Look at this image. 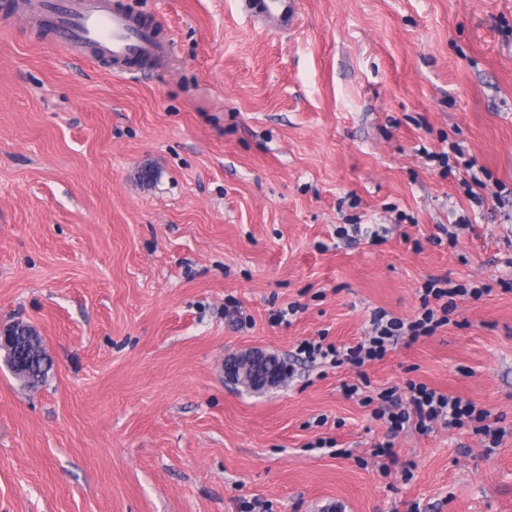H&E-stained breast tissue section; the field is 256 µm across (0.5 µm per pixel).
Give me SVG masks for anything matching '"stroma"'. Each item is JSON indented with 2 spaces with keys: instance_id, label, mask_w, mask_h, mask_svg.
I'll return each mask as SVG.
<instances>
[{
  "instance_id": "1",
  "label": "stroma",
  "mask_w": 512,
  "mask_h": 512,
  "mask_svg": "<svg viewBox=\"0 0 512 512\" xmlns=\"http://www.w3.org/2000/svg\"><path fill=\"white\" fill-rule=\"evenodd\" d=\"M300 2L283 31L237 0H123L174 45L118 75L0 0V325H33L53 361L35 391L0 362V512H512V0ZM455 142L479 199L428 157ZM444 274L490 292L364 368L297 357L357 343L374 310L413 318ZM246 348L288 382L225 381ZM361 372L507 434L490 453L439 425L387 438L342 390ZM274 357V355H269L259 349L243 350L230 354L226 357L224 362L225 378L232 381L234 384H241L252 390L269 389V387L278 386L280 377L277 379H270L268 375H265V379L262 378L261 380H265L264 382L254 383L253 381L248 380L245 374L241 378L230 377L225 374V372L230 375L234 374L239 364H244L246 369L253 364L255 368L260 371L259 375L262 377L264 376L265 365L267 364L268 359H273ZM271 367L280 375L282 374L285 380L288 375V368L285 362H279L278 360L273 359Z\"/></svg>"
}]
</instances>
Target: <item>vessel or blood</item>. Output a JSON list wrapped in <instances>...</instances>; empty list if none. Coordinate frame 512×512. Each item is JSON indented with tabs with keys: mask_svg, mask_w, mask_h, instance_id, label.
<instances>
[{
	"mask_svg": "<svg viewBox=\"0 0 512 512\" xmlns=\"http://www.w3.org/2000/svg\"><path fill=\"white\" fill-rule=\"evenodd\" d=\"M29 14L46 24L56 47L87 55L121 71L140 62H156L170 50L153 25L128 13L119 0H28ZM255 21L292 28L298 0H243Z\"/></svg>",
	"mask_w": 512,
	"mask_h": 512,
	"instance_id": "1",
	"label": "vessel or blood"
}]
</instances>
